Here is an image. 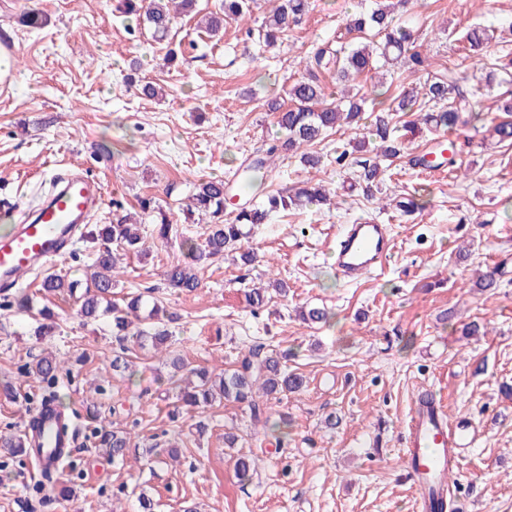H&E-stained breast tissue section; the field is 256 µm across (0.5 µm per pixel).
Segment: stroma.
Returning <instances> with one entry per match:
<instances>
[{
    "label": "stroma",
    "mask_w": 512,
    "mask_h": 512,
    "mask_svg": "<svg viewBox=\"0 0 512 512\" xmlns=\"http://www.w3.org/2000/svg\"><path fill=\"white\" fill-rule=\"evenodd\" d=\"M119 4L0 0V37L8 36L14 59L11 82L0 83V195L29 209L61 168L101 182L94 223L138 214L145 199L173 213L172 244L156 239L152 220L142 221L149 253L125 260L114 293L155 287L178 319L167 351L134 350L131 370L116 372L111 317L84 321L74 299L39 291L36 277L25 286L37 306L53 311L49 334L35 335L33 313L0 308V377L20 390L17 400L0 397V434L23 433L44 395L22 365L50 353L67 357L58 394L79 422L81 462L68 497L41 501L32 495L31 461L0 454V512H141L142 494L155 512H420L402 448L422 389L435 392L449 421L469 419L482 429L454 473L453 512H512V398L500 392L512 384V221L505 218L512 145L486 132L491 119L504 117L507 86H485L492 67L512 59V0H414L396 10L432 67L452 68L463 84L483 90L478 119L449 137L451 164L409 165V156L432 146L427 132L387 169L389 192L422 195L424 207L411 215L392 205L378 210L358 185L357 165H337V150L353 142L347 128L314 145L318 168L284 151L262 188L242 187L238 176L243 161L277 141L267 101L302 77L314 43H353L346 20L372 9L373 0H312L306 21L270 47L243 39L232 23L223 36L208 37L187 16L158 41ZM31 8L46 16L40 30L20 22ZM479 24L490 27L491 39L465 53L463 36ZM142 81L153 82L158 96L138 94ZM207 177L230 182L240 203L309 178L334 196L321 209H291L251 228V265L216 260L196 291L175 292L163 274L185 259L178 240L200 244L207 236L209 220L182 213L193 184ZM367 217L392 226L391 259L383 272L347 284L330 264V239L340 225ZM485 271L496 272L499 288L475 287ZM275 279L287 283V296L272 294L250 311L245 292ZM304 307L327 309L329 321L303 323ZM473 321L487 335L463 336ZM259 344L289 351L288 370L305 379L300 392L264 397L270 428L234 402L202 411L181 402L173 357L218 373ZM93 406L100 425L130 432L137 448L164 435V452L122 466L98 456L85 419ZM332 416L340 420L333 429ZM199 421L207 429L196 435ZM228 433L237 436L235 447L225 443ZM242 456L257 463L244 484L234 476Z\"/></svg>",
    "instance_id": "1"
}]
</instances>
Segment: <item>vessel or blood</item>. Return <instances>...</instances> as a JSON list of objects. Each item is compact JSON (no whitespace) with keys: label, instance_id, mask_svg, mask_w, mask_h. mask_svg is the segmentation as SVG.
I'll list each match as a JSON object with an SVG mask.
<instances>
[{"label":"vessel or blood","instance_id":"1","mask_svg":"<svg viewBox=\"0 0 512 512\" xmlns=\"http://www.w3.org/2000/svg\"><path fill=\"white\" fill-rule=\"evenodd\" d=\"M101 197L99 181L69 171L59 176L54 194L30 214L18 215L13 203L1 200L0 212L18 221L0 229V288L16 287L22 274L48 267L62 256ZM391 231V225L375 221L343 227L330 249L337 277L354 282L383 271L390 258ZM26 435L38 448L36 461L43 468L48 456L41 446L76 447L78 426L64 408L44 403ZM470 442L468 423L448 424L440 400L418 395L409 412L403 453L422 512H446L453 462Z\"/></svg>","mask_w":512,"mask_h":512}]
</instances>
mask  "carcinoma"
Segmentation results:
<instances>
[{
  "label": "carcinoma",
  "mask_w": 512,
  "mask_h": 512,
  "mask_svg": "<svg viewBox=\"0 0 512 512\" xmlns=\"http://www.w3.org/2000/svg\"><path fill=\"white\" fill-rule=\"evenodd\" d=\"M272 3L259 29H245L249 39L258 37L266 45H273L287 33L300 25L310 11L311 0H268ZM257 0H223L219 10L204 19L201 29L209 35H216L224 28V22L243 21L252 11ZM196 0H125L124 13L134 15L138 23L150 28L163 38L177 24V19L195 9ZM348 29L360 34L371 33L379 37L372 44H359L349 49H336L329 42L313 46L308 56L307 76L296 80L285 90L289 106L279 100L267 102L268 110L277 114V126L285 132L284 141L271 145L265 153L242 164L245 182L260 186L267 176L274 157L281 150L300 153L301 162L314 169L320 165V156L309 148L323 137L342 127L356 130L353 150L364 155L359 161V179L365 185L368 199H375L382 193L385 167L382 162L397 157L402 148L403 138L420 132L418 125H425L429 131L452 133L466 126L473 116L474 91L460 85L451 69L444 67L431 75L423 85L399 95L396 104L386 103L387 91L384 85H373L370 96L357 92L348 95L340 88L335 94L326 93L318 73L336 72V85L349 81L355 75L383 69L390 71L397 66L414 70L425 63L418 51L411 50L413 44L410 30L402 25L385 5L353 16ZM489 39L488 30L472 27L466 33V49L478 52ZM396 112H416L418 119L402 126L394 121ZM491 136L500 143L512 144V120H501L494 124ZM230 191L222 179H203L193 185L189 196L187 213L216 216L224 212L225 197ZM331 192L321 182L306 181L289 195H271L264 202L246 203L237 210L234 218L224 224L211 226L203 246L195 245L190 239H183L179 246L187 251L190 260L170 265L165 271V281L173 289L185 293L195 291L199 286V271L207 263L226 253H234L240 263H252L253 252L244 247L247 224L268 223L270 214L280 209L320 206L329 201ZM98 249L95 254L91 276L94 291L76 294L77 284L63 277L50 275L43 279L40 288L50 294L65 292L77 297L79 311L87 320H95L105 314L112 315V335L120 343L122 352L129 351L123 346L128 336L135 337L141 348L148 345L154 349L165 344L172 337L166 323L177 319L167 312L158 301L138 294L119 301L112 299V288L116 283L120 258L129 254L145 256L148 253L145 241L136 225L120 216L110 224H104L97 231ZM286 353H270L255 347L242 356L239 365L231 372L217 377L210 375L204 367L190 369L198 384L181 392V400L191 407H208L216 400L232 401L245 406L251 417L258 419L264 408L256 401L257 393L265 395L282 392L296 393L303 389L302 375L287 370L283 360ZM61 362L54 356L41 357L25 365V374L34 376L45 384L46 398L56 399V385ZM99 437L100 452L112 462L124 463L130 452V438L122 431H108L93 427ZM0 449L13 457H26L32 449L26 447L24 438L17 435L0 437ZM76 468L64 471L60 467L46 470L43 479L33 485L32 493L45 498L70 493L69 476Z\"/></svg>",
  "instance_id": "carcinoma-1"
}]
</instances>
